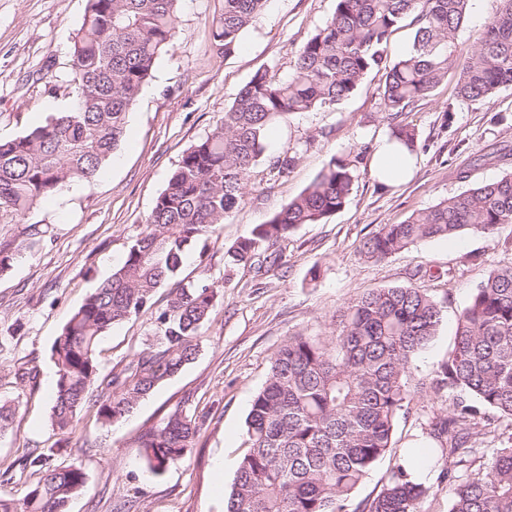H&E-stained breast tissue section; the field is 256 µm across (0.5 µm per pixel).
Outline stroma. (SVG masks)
Wrapping results in <instances>:
<instances>
[{
	"label": "stroma",
	"mask_w": 512,
	"mask_h": 512,
	"mask_svg": "<svg viewBox=\"0 0 512 512\" xmlns=\"http://www.w3.org/2000/svg\"><path fill=\"white\" fill-rule=\"evenodd\" d=\"M335 5L267 0L227 56L211 34L224 0H180L176 38L131 107L112 163L92 184H72L29 215V222H42L45 234L0 274V398L15 404L11 428L0 437V496L23 500L43 474L32 460L47 452L51 464H77L87 474L67 512H119L126 505L136 512H224L248 450L252 399L288 336L331 333L339 311L364 292L412 284L427 289L442 308L435 340L412 366L417 376H429L448 354L461 308L492 269L512 262V224L490 237L466 233L423 241L382 262L361 255L362 241L380 225L401 223L512 172V87L464 101L452 73L392 120L381 106L382 74L372 71L336 105L274 124L266 154L296 153L288 176L263 173L261 185L225 217L208 249L186 253L182 276L212 283L219 294L194 360L121 421L104 425L89 411L73 433L52 431L47 385L55 376L51 348L62 327L124 259L184 152L220 123L257 70L288 78L297 51L330 20ZM499 7V0H469L453 40L458 60L470 56ZM86 8L87 0H0V139L70 109L66 74ZM395 123L414 129L419 166L406 185L384 189L371 175V151ZM345 155L355 159L358 179L342 209L275 244L282 260L268 273L229 263L230 242L297 197L331 157ZM153 334L146 315L109 330L98 347L101 375L120 372ZM441 406L437 399L411 403L397 423L391 456L370 472L358 498L376 496L410 449L435 447L425 414ZM178 409L196 416L200 432L191 453L153 475L138 439Z\"/></svg>",
	"instance_id": "1"
}]
</instances>
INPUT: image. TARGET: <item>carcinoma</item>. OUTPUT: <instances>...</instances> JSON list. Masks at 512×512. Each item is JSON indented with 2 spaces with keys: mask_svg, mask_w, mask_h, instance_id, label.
Segmentation results:
<instances>
[{
  "mask_svg": "<svg viewBox=\"0 0 512 512\" xmlns=\"http://www.w3.org/2000/svg\"><path fill=\"white\" fill-rule=\"evenodd\" d=\"M179 0H88L70 52L71 110L22 135L0 140V220L23 222L46 196L75 182L91 183L112 159L126 116L176 37ZM266 0H224L213 40L228 55ZM501 7L460 65L452 39L468 0H336L332 18L299 49L290 77L258 70L219 125L188 148L157 197L144 229L108 278L63 326L52 348L56 366L50 426L73 431L84 411L104 423L134 406L196 355L218 292L205 282L178 283L155 307L159 288L177 277L185 250L213 236L241 206L264 160L269 126L280 118L335 105L382 61L383 45L414 15L411 50L384 73L381 105L390 116L427 97L459 69L457 96L476 101L512 86V0ZM357 179L356 165L332 157L295 199L227 255L261 273L271 247L302 224L340 210ZM512 224V173L476 185L400 224L367 237L361 254L380 262L418 242L465 233L491 236ZM26 244H0V273L42 235L25 228ZM149 313L155 341L119 373L100 376L97 345L116 325ZM442 310L427 290L392 286L364 293L336 316L328 336L288 337L270 361L267 379L246 419L248 451L237 469L226 512H417L430 487L396 463L381 491L355 501L373 466L393 448L394 430L417 397L445 409L428 422L443 448L440 481L448 482V512H512V262L488 276L462 309L448 355L429 378L412 363L436 336ZM196 418L169 414L139 438L147 469L162 474L193 448ZM497 442L490 457L481 445ZM20 502L0 496V512H65L85 487L82 467L47 466Z\"/></svg>",
  "mask_w": 512,
  "mask_h": 512,
  "instance_id": "1",
  "label": "carcinoma"
}]
</instances>
